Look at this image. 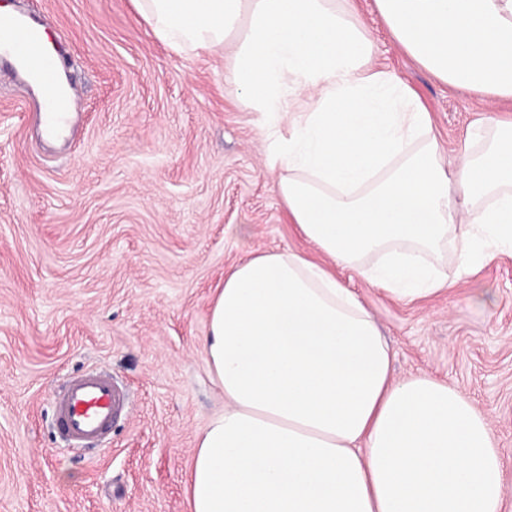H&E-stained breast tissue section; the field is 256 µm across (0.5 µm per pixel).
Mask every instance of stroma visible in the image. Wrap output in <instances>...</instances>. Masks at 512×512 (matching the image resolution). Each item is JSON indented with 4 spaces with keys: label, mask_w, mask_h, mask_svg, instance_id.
Segmentation results:
<instances>
[{
    "label": "stroma",
    "mask_w": 512,
    "mask_h": 512,
    "mask_svg": "<svg viewBox=\"0 0 512 512\" xmlns=\"http://www.w3.org/2000/svg\"><path fill=\"white\" fill-rule=\"evenodd\" d=\"M7 2L40 19L80 99L56 144L17 76L0 73V512H188L198 438L224 408L202 348L216 288L249 252L324 256L288 220L232 49L175 52L134 0ZM355 6L375 65L418 94L446 155L478 120L512 118L511 102L423 69L373 0ZM332 270L377 321L394 378L438 377L488 416L512 512V256L415 301ZM480 290L492 304L474 302ZM93 367L129 404L85 451L60 440L52 406Z\"/></svg>",
    "instance_id": "1"
}]
</instances>
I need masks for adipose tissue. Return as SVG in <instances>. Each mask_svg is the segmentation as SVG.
<instances>
[{
	"instance_id": "1",
	"label": "adipose tissue",
	"mask_w": 512,
	"mask_h": 512,
	"mask_svg": "<svg viewBox=\"0 0 512 512\" xmlns=\"http://www.w3.org/2000/svg\"><path fill=\"white\" fill-rule=\"evenodd\" d=\"M177 52L236 46L266 168L327 258L252 252L224 275L203 347L224 408L197 443L189 512H503L486 416L431 376H391L372 315L330 262L415 299L512 253V124L445 159L431 115L376 68L351 0H135ZM426 71L512 99V0H375Z\"/></svg>"
}]
</instances>
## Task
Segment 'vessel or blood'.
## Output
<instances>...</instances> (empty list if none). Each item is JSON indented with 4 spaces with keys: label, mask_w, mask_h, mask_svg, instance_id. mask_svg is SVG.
<instances>
[{
    "label": "vessel or blood",
    "mask_w": 512,
    "mask_h": 512,
    "mask_svg": "<svg viewBox=\"0 0 512 512\" xmlns=\"http://www.w3.org/2000/svg\"><path fill=\"white\" fill-rule=\"evenodd\" d=\"M0 52L6 61L35 74L45 88H52L59 57L46 49L40 32L27 24L24 12L0 14ZM41 121L44 133L51 137L67 127L70 118L53 102ZM126 405L125 386L110 373L92 369L65 382L54 402L55 424L64 441L85 448L109 434Z\"/></svg>",
    "instance_id": "vessel-or-blood-1"
}]
</instances>
